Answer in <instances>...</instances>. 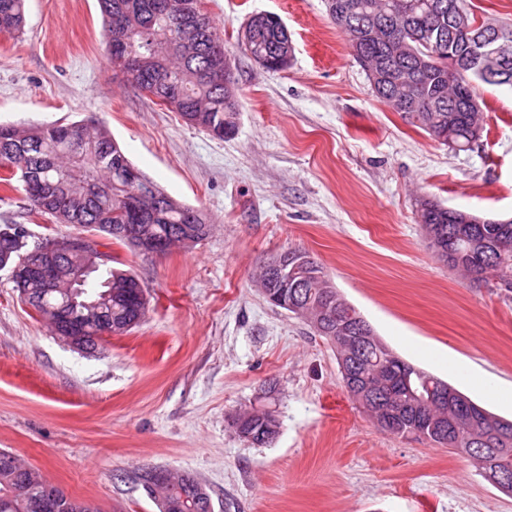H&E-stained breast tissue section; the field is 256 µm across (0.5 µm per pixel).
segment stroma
<instances>
[{
  "mask_svg": "<svg viewBox=\"0 0 512 512\" xmlns=\"http://www.w3.org/2000/svg\"><path fill=\"white\" fill-rule=\"evenodd\" d=\"M204 2L240 93L224 140L112 69L98 0H27L22 32L0 33V124L94 120L148 179L213 220L201 242L160 255L106 244L148 305L91 352L56 336L0 271V449L100 512H157L136 479L154 466L194 475L215 512H512V495L466 456L379 428L330 344L253 278L270 256L306 249L397 355L512 419V403L480 387L512 392V293L440 261L416 206L428 196L512 218V88L478 86L483 136L458 153L375 96L324 0ZM259 13L287 26L288 68H262L239 40ZM0 224L26 225L34 241L75 232L30 213L17 183H0ZM260 407L280 428L256 445L231 420Z\"/></svg>",
  "mask_w": 512,
  "mask_h": 512,
  "instance_id": "obj_1",
  "label": "stroma"
}]
</instances>
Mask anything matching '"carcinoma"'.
<instances>
[{"label": "carcinoma", "instance_id": "cac0c4a2", "mask_svg": "<svg viewBox=\"0 0 512 512\" xmlns=\"http://www.w3.org/2000/svg\"><path fill=\"white\" fill-rule=\"evenodd\" d=\"M26 0H0V33L23 29ZM168 0H99L107 25V42H112V15L125 11L131 51L139 68L127 80L151 97L164 98L187 125L219 139L230 138L237 128L239 89L234 73L224 74V83L212 84L195 73L205 71L227 55L224 40L214 30L211 17L193 13L201 0H182L186 13L167 20L157 17L159 5ZM331 20L344 32L354 59L365 65L368 56L383 59V68L371 84L375 95L394 111L409 116L412 123L437 138L443 130L452 133V149H474L473 126L480 122L483 100L476 85L512 87V72L500 71V56L491 51L489 26L481 32L472 28L475 16L467 0H325ZM250 40L245 49L252 58H265L270 70L280 69V53L291 40L280 17L268 14L248 20ZM376 26L379 34L360 38L361 28ZM446 53L434 57L432 45ZM483 54V68L461 75L448 60ZM85 143L80 154L71 151L65 125L47 124L31 128L0 125V160L15 165L3 178H18L33 211L55 224L90 228L105 239L126 243L117 231L127 224L118 203L131 197L135 186L146 187V195L135 198L138 208L148 213L160 204L155 218L141 223V232L162 242L190 234L193 243L210 232L211 220L202 210L171 196L144 175L137 184L128 180L132 163L109 131L92 122L82 123ZM420 224L433 227L444 253L438 259L457 271L491 274L492 281L512 283V223L470 224L462 237L448 208L430 198L417 202ZM1 224L0 262L10 266L19 261L27 236L18 241L4 233ZM288 268L296 269L299 285L288 289L286 310L319 317L327 304L346 317V323L320 317L313 327L318 336L336 348L342 380L352 399L368 414H379L386 405L395 413L394 435L413 436L438 444L442 427L449 435L444 447L466 455L479 474L499 491L512 494V481L499 480L512 474V421L503 419L458 391L453 401L427 395L426 385L446 382L411 365L387 368L392 350L374 333L361 313L333 287L324 267L308 252L294 249L281 253ZM82 294L71 297L62 288L42 295L43 305L68 311L83 318L88 303L99 302V333L120 327L133 328L141 305L136 276L109 269L96 280L84 274ZM232 428L242 438L279 429V420L269 410H251L237 415ZM12 453L0 450V512H27L25 496H41L50 483L42 473L27 465H16ZM153 499L158 512H213L209 494L188 473L154 468V476L137 475Z\"/></svg>", "mask_w": 512, "mask_h": 512}]
</instances>
